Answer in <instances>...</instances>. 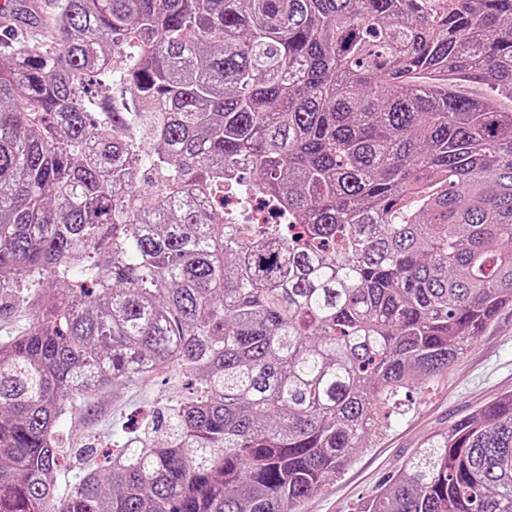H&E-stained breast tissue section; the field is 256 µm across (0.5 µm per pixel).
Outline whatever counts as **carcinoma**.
I'll return each instance as SVG.
<instances>
[{"label":"carcinoma","instance_id":"cac0c4a2","mask_svg":"<svg viewBox=\"0 0 512 512\" xmlns=\"http://www.w3.org/2000/svg\"><path fill=\"white\" fill-rule=\"evenodd\" d=\"M512 0H55L0 29V512H300L512 308ZM298 224H226L207 194ZM80 270L92 287L73 286ZM195 393L58 497L78 399ZM366 512H512V394ZM29 308L20 306L0 318V341L22 335L28 327Z\"/></svg>","mask_w":512,"mask_h":512}]
</instances>
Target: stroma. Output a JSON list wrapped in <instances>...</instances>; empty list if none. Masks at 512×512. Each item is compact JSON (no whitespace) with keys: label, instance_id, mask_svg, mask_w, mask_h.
I'll return each instance as SVG.
<instances>
[{"label":"stroma","instance_id":"obj_1","mask_svg":"<svg viewBox=\"0 0 512 512\" xmlns=\"http://www.w3.org/2000/svg\"><path fill=\"white\" fill-rule=\"evenodd\" d=\"M184 393L181 374L160 370L93 393L91 413L76 408L63 415L57 440L68 467L59 477L61 487L102 465L104 451H118L127 436L150 429L158 414ZM507 393H512V309L474 339L446 373L409 392L366 447L356 449L350 464L314 493L301 512H364L368 500L402 471L427 437Z\"/></svg>","mask_w":512,"mask_h":512}]
</instances>
